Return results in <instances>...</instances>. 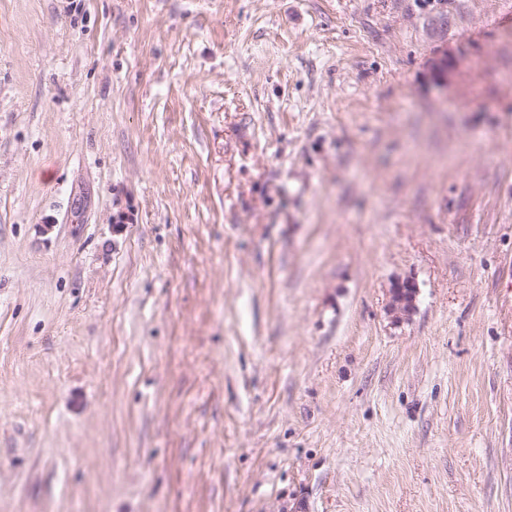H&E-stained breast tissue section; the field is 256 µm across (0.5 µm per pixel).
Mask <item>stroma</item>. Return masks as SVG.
I'll return each instance as SVG.
<instances>
[{"label":"stroma","mask_w":512,"mask_h":512,"mask_svg":"<svg viewBox=\"0 0 512 512\" xmlns=\"http://www.w3.org/2000/svg\"><path fill=\"white\" fill-rule=\"evenodd\" d=\"M511 278L512 0H0V512H512ZM417 293L418 287L411 279L393 282L386 307L393 323L399 324L409 319L416 309Z\"/></svg>","instance_id":"35a3bbf8"}]
</instances>
